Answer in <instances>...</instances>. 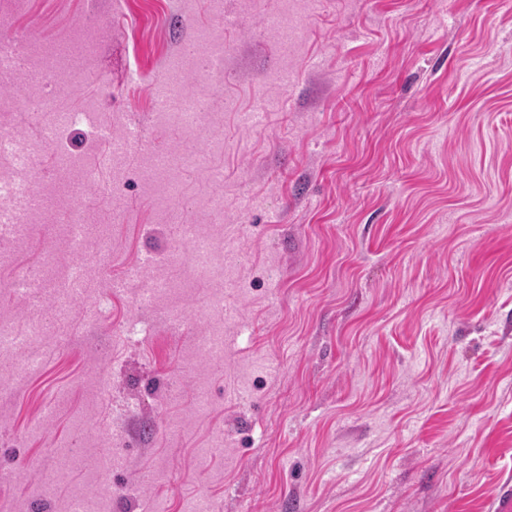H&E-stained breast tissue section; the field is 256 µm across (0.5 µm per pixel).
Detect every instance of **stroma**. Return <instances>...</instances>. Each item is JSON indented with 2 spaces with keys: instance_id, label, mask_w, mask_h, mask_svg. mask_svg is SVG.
Masks as SVG:
<instances>
[{
  "instance_id": "obj_1",
  "label": "stroma",
  "mask_w": 512,
  "mask_h": 512,
  "mask_svg": "<svg viewBox=\"0 0 512 512\" xmlns=\"http://www.w3.org/2000/svg\"><path fill=\"white\" fill-rule=\"evenodd\" d=\"M272 12L300 25L291 54L264 28ZM239 15L225 26L209 0H0V35L98 42L68 96L96 107L70 141L102 167L81 199L89 249L110 244L68 337L14 351L52 357L0 396V512L39 498L61 512L103 479L101 512H185L202 496L211 512H494L512 494V0H260ZM210 29L225 79L191 142L223 173L211 229L236 269L220 309L211 285L184 287L135 162L113 198L107 153L82 137L129 117L143 152L171 155L180 221L204 223L212 188L152 111L168 57ZM283 67L288 86L268 84ZM252 110L262 128L242 127ZM52 243L63 228L0 250L47 276ZM141 261V280L112 293ZM158 277L175 293L142 304ZM212 328L218 366L194 352ZM77 441L87 453L66 467Z\"/></svg>"
}]
</instances>
